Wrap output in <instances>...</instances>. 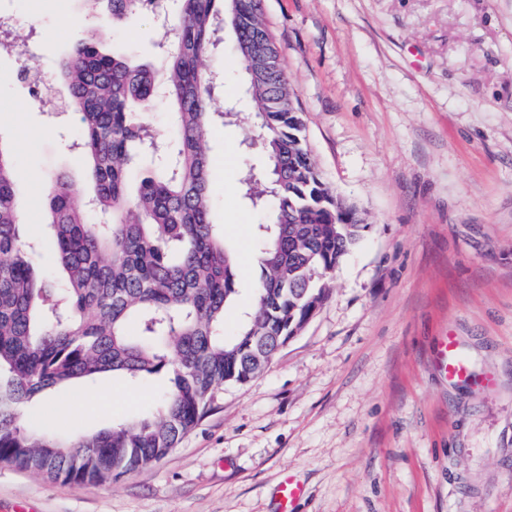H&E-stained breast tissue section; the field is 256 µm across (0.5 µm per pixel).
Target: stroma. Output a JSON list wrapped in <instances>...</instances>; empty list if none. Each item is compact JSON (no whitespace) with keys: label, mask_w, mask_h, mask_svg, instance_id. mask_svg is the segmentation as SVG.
Returning <instances> with one entry per match:
<instances>
[{"label":"stroma","mask_w":512,"mask_h":512,"mask_svg":"<svg viewBox=\"0 0 512 512\" xmlns=\"http://www.w3.org/2000/svg\"><path fill=\"white\" fill-rule=\"evenodd\" d=\"M326 185L366 230L327 299L265 371L228 384L160 462L97 486L0 467V512H512V0H264ZM46 86L90 17L82 0H0ZM146 10L105 43L153 60ZM216 106L244 107L228 47ZM0 53V136L14 155L23 231L46 238L43 188L86 179L75 115L47 112ZM257 127L211 138L213 223L254 254L258 215L238 192ZM453 335L470 375L437 364ZM162 382L104 375L20 410L76 438L155 404Z\"/></svg>","instance_id":"obj_1"}]
</instances>
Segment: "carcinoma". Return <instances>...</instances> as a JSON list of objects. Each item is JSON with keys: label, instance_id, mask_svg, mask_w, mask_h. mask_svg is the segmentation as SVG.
<instances>
[{"label": "carcinoma", "instance_id": "carcinoma-1", "mask_svg": "<svg viewBox=\"0 0 512 512\" xmlns=\"http://www.w3.org/2000/svg\"><path fill=\"white\" fill-rule=\"evenodd\" d=\"M98 21L73 39L63 72L64 112L79 119L70 148L86 160L93 190L62 174L47 180L48 242L55 269L40 271L41 243L24 238L13 179L14 157L0 137V463L51 481L96 485L99 470L117 480L163 459L206 413L226 384H244L264 336L298 325L328 296L327 269L341 264L366 225L336 203L302 136L303 120L283 61L262 20L261 0H85ZM160 18L165 39L154 65L134 66L103 48L104 30L142 9ZM231 29L232 52L247 79L249 112L214 107L207 70ZM271 44L263 85L253 81L244 45ZM0 48L25 64L10 38ZM172 131L154 132L158 105ZM255 118L262 167L245 164L240 192L265 215L255 250L260 275L254 310L225 330L239 295L236 258L212 222L208 146L228 116ZM141 382L169 375L153 412L79 438L19 421V407L56 387L104 374Z\"/></svg>", "mask_w": 512, "mask_h": 512}]
</instances>
